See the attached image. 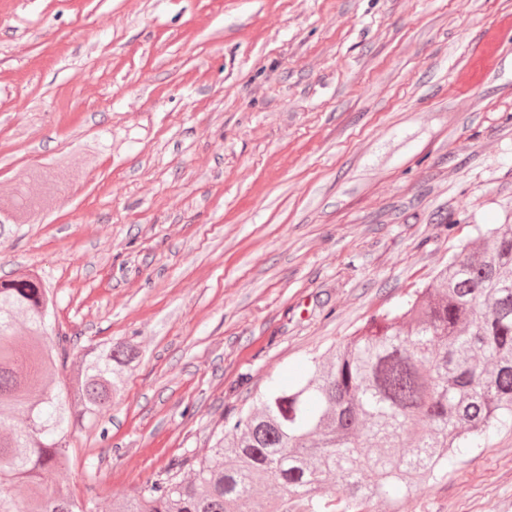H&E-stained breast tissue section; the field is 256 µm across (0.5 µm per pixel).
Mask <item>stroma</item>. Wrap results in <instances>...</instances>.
<instances>
[{"label":"stroma","instance_id":"35a3bbf8","mask_svg":"<svg viewBox=\"0 0 512 512\" xmlns=\"http://www.w3.org/2000/svg\"><path fill=\"white\" fill-rule=\"evenodd\" d=\"M512 0H0V194L77 163L0 236L70 355L134 339L48 490L134 495L227 414L422 286L512 214ZM453 230H446V223ZM401 512H512V427ZM510 37L512 38V19L495 22L487 32L486 44L475 53L471 69L462 77V84L473 85L494 71L498 64L499 46Z\"/></svg>","mask_w":512,"mask_h":512}]
</instances>
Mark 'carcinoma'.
Returning a JSON list of instances; mask_svg holds the SVG:
<instances>
[{"mask_svg":"<svg viewBox=\"0 0 512 512\" xmlns=\"http://www.w3.org/2000/svg\"><path fill=\"white\" fill-rule=\"evenodd\" d=\"M72 162L30 171L0 196V234L54 200ZM53 300L35 273L0 277V512H94L92 500L43 493L72 461L75 408L112 405L132 343H92L64 391L49 365ZM512 426V224L479 231L434 279L372 315L342 347L312 358L224 418L209 453L184 458L112 512H394L416 480H437L461 449ZM273 487L276 494L258 498Z\"/></svg>","mask_w":512,"mask_h":512,"instance_id":"1","label":"carcinoma"}]
</instances>
